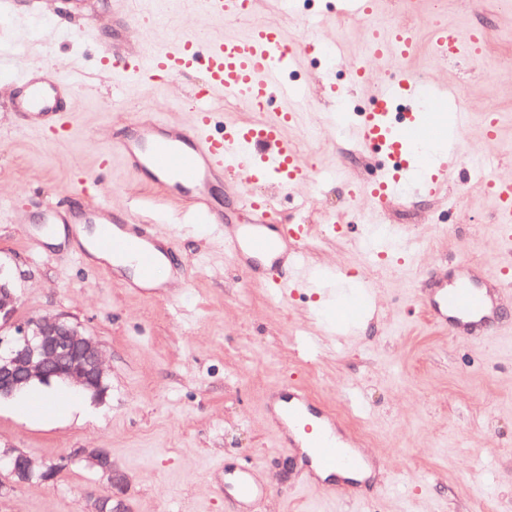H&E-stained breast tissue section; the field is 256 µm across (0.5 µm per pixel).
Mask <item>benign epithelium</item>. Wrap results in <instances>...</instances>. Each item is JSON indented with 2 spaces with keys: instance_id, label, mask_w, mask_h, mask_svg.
<instances>
[{
  "instance_id": "1",
  "label": "benign epithelium",
  "mask_w": 512,
  "mask_h": 512,
  "mask_svg": "<svg viewBox=\"0 0 512 512\" xmlns=\"http://www.w3.org/2000/svg\"><path fill=\"white\" fill-rule=\"evenodd\" d=\"M17 296L0 283V321H12ZM104 352L99 342L59 316H40L14 325V334H0V397L20 393L37 381L57 382L101 398L106 393ZM70 465H83L111 485V493L93 500L89 512H128L125 495L129 477L112 461L105 448H76L67 457ZM0 470L16 478L15 484L49 482L55 465L15 449L0 450Z\"/></svg>"
}]
</instances>
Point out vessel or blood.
<instances>
[{"label": "vessel or blood", "mask_w": 512, "mask_h": 512, "mask_svg": "<svg viewBox=\"0 0 512 512\" xmlns=\"http://www.w3.org/2000/svg\"><path fill=\"white\" fill-rule=\"evenodd\" d=\"M199 4L205 14L230 21L250 12L255 0H199ZM126 30L129 49L116 51L106 46L101 50L109 70L141 84L162 80L174 89L183 74L200 69L206 82L197 94L192 125L170 123L154 115L132 119L105 130L109 153L120 154L132 169L149 175L169 199L192 207L204 223L223 231L225 250L249 281L280 292L300 287L308 266V225L274 222L266 201L243 189L238 197L248 221L229 224L223 209L211 205L208 194L211 183L226 176L242 177L251 184L273 178L285 190L298 191L306 185L307 169L285 136L286 129L298 121L303 94L286 84L284 76L299 54L309 51V44L288 41L279 27L256 25L241 37L205 41L187 35L148 51L138 46V21H129ZM372 40L381 58L393 52L405 58L415 47V34L405 26L373 33ZM484 42L481 31H471L463 40L443 27L436 32L434 47L447 59L464 48L477 58ZM77 91L69 76L44 64L31 66L0 85V97L7 99L13 117L50 135L65 130ZM218 97L260 113V121L224 123L213 106ZM274 98L284 105L272 112L268 106ZM443 107L448 110L447 121L435 120V111ZM466 120L461 102H449L447 86L438 84L436 78L402 72L380 80L372 109L347 123L361 144L380 147L391 161L371 186L372 207H383L406 189L439 194L460 165V145L454 136ZM100 191L99 176L81 175L75 184L76 201L47 202L41 223L92 225L95 250L131 261L138 276L150 280L169 255L164 238L150 222L134 220L115 206L96 201ZM487 191L496 201L499 233L511 239L512 171L492 176ZM412 298L434 325L459 338L484 342L488 339L486 321L500 304L512 299V266L494 271L478 266L472 275L452 283L442 278L428 280L414 289ZM274 402L271 423L280 453L306 448L320 469L359 473L366 468L368 453L340 436L332 414L313 405L304 389L286 387ZM238 489L241 512H270L275 484L259 466L241 469Z\"/></svg>", "instance_id": "b4317fda"}]
</instances>
